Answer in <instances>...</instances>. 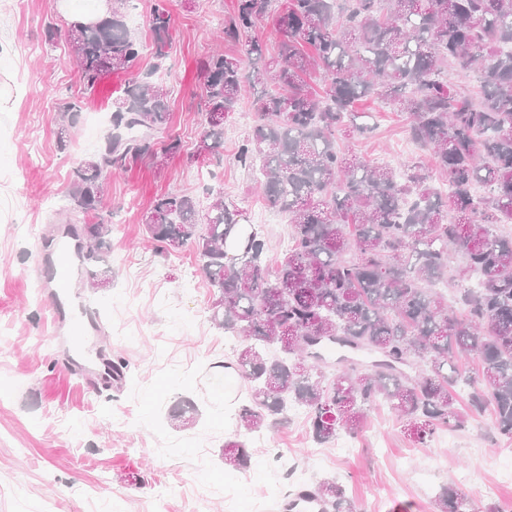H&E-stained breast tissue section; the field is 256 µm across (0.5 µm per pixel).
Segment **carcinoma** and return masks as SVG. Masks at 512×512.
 <instances>
[{
	"label": "carcinoma",
	"instance_id": "carcinoma-1",
	"mask_svg": "<svg viewBox=\"0 0 512 512\" xmlns=\"http://www.w3.org/2000/svg\"><path fill=\"white\" fill-rule=\"evenodd\" d=\"M126 2L113 0L93 22H71L66 36L83 94L110 74L128 76L113 103L115 133L73 171L68 189L87 218L79 258L92 288L106 277L96 264L112 234L98 213L106 177L182 150L178 139L155 141L170 121L169 91L134 73L143 46L124 20ZM279 10L278 52L268 57L255 31ZM171 20L169 0H154L151 54L160 64ZM224 39L243 55L199 60L202 116L223 119L204 121L190 160L220 163L225 119L244 86L262 88L258 123L236 160L257 169L267 205L288 217L291 245L268 273L265 240L219 195L202 214L193 197L167 193L143 224L165 250L174 240L194 249L212 289V322L245 338L224 363L250 382L239 421L253 432L297 405L310 414L314 440L328 443L342 431L356 435L383 401L425 445L443 428L465 427L457 388L466 387L470 409L491 410L497 434L512 439V234L499 232L512 224V0H235ZM450 67L475 76L476 90L448 86ZM364 98L406 114L448 190L429 185L420 165L398 173L336 149V134L372 131L355 122ZM82 103L73 97L61 107L68 125ZM479 184L487 195L475 193ZM474 276L481 287L462 286ZM450 279L461 283L463 318L434 292ZM325 343L378 359L329 377L316 365ZM468 352L481 357L482 374L458 371ZM248 458L247 441L224 443V464ZM311 496L334 512L357 510L334 479ZM437 508L471 512L451 487Z\"/></svg>",
	"mask_w": 512,
	"mask_h": 512
}]
</instances>
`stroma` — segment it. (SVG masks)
Segmentation results:
<instances>
[{
	"mask_svg": "<svg viewBox=\"0 0 512 512\" xmlns=\"http://www.w3.org/2000/svg\"><path fill=\"white\" fill-rule=\"evenodd\" d=\"M72 14L91 9L71 0ZM235 0H171L170 57L156 64L143 53L137 74L156 73L171 91L165 137L179 139L182 154L163 168L148 163L113 173L102 216L112 226L101 254L110 283L88 288L73 275L68 292L54 294L38 273L59 244L75 246L84 216L68 188L85 157L101 151L112 132L83 138L86 121L108 115L124 88L121 75L105 77L85 99L72 127L60 107L79 88L65 40L72 14L60 0H0V512H292L298 486L288 466L306 475L308 487L332 478L344 485L358 512H437L441 489L454 485L486 512L512 504V470L499 461L512 440L495 436L490 412L470 413L465 428L439 431L420 446L384 403L364 418L355 450L337 455L334 445L313 441L309 416H287L260 431H246L236 408L249 384L225 375L213 386V366L229 361L240 343L210 319L211 290L192 248L167 253L150 242L143 214L156 198L188 193L208 205L213 195L243 211L257 225L275 267L291 228L268 212L250 172L235 160L256 114L253 89H245L224 127V160L204 171L187 160L201 132L197 62L215 51L238 56L242 47L218 40ZM54 41H46L47 26ZM357 123L372 134L340 141L341 149L374 164L431 166L411 141L402 113L363 102ZM69 145L59 149L58 135ZM95 304L93 336L103 358L122 365L123 377L94 389L76 374L74 353L53 320L67 321L74 296ZM232 410H225L224 393ZM250 446L240 467L225 466V441Z\"/></svg>",
	"mask_w": 512,
	"mask_h": 512,
	"instance_id": "obj_1",
	"label": "stroma"
}]
</instances>
